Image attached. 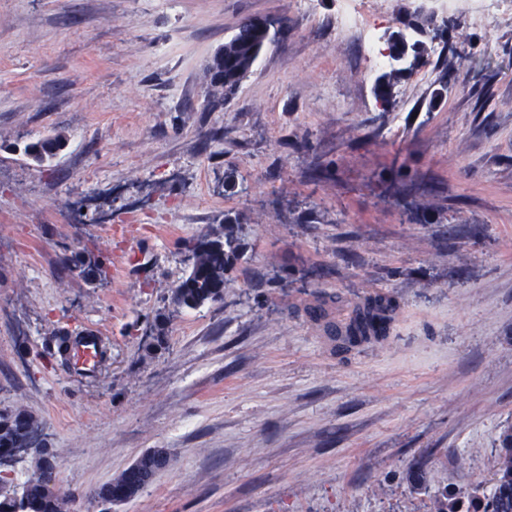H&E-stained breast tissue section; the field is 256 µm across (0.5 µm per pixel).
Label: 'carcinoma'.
Segmentation results:
<instances>
[{"instance_id": "obj_1", "label": "carcinoma", "mask_w": 512, "mask_h": 512, "mask_svg": "<svg viewBox=\"0 0 512 512\" xmlns=\"http://www.w3.org/2000/svg\"><path fill=\"white\" fill-rule=\"evenodd\" d=\"M288 32V20L279 21V29L271 32L256 18L240 22L235 33L220 46L207 64L210 85L222 84L218 104L232 96L241 82L252 71L267 44ZM391 63L381 73L374 88L375 96L383 106L391 104L401 79L427 51L426 43H409L405 30L399 28L386 34ZM67 137L58 133L30 142L24 153L38 165L57 156L65 146ZM240 218L229 217L219 230L207 234L190 246L191 267L175 288V303L184 309L195 310L207 303L224 298L226 275L242 256L240 238L235 227ZM73 268L79 270L90 284L98 281L101 262L90 255L77 252L69 258ZM347 304L339 293L318 289L309 294L302 305L303 313L322 328L334 353L341 355L356 347L384 339L400 309L398 301L388 295H369L356 304L345 320L336 319V311ZM37 425L27 414L17 411L10 415L0 413V458L17 443L35 439ZM503 453L499 467L488 486L474 491L469 504L461 500H448V493L431 496V512H512V428L503 431ZM37 454L36 468L46 471L57 463L47 445L38 441L33 446ZM169 462L164 448H152L141 454L118 477L108 481L100 490L101 502L118 504L133 499ZM0 512H65V501L56 486L44 479H27L20 490L12 492L0 487Z\"/></svg>"}]
</instances>
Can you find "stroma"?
<instances>
[{"instance_id": "stroma-1", "label": "stroma", "mask_w": 512, "mask_h": 512, "mask_svg": "<svg viewBox=\"0 0 512 512\" xmlns=\"http://www.w3.org/2000/svg\"><path fill=\"white\" fill-rule=\"evenodd\" d=\"M339 0H0V411L57 454L69 512L142 452L170 462L110 512H430L489 482L512 426V18L444 33L389 108ZM287 19L237 92L215 48ZM66 132L51 166L24 146ZM239 174L226 192L224 173ZM101 221L72 224V205ZM239 213L223 300L180 309L188 247ZM100 259L90 284L68 260ZM317 288L394 295L339 356ZM100 336L93 377L57 353Z\"/></svg>"}]
</instances>
